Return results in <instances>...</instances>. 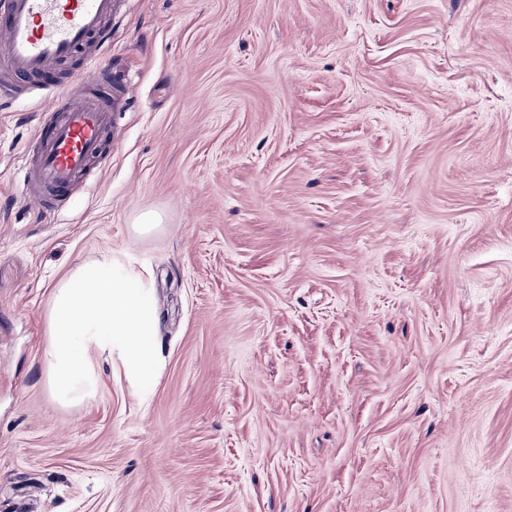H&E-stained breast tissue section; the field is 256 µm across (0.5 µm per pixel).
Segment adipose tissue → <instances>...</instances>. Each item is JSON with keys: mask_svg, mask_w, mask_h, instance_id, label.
Returning <instances> with one entry per match:
<instances>
[{"mask_svg": "<svg viewBox=\"0 0 512 512\" xmlns=\"http://www.w3.org/2000/svg\"><path fill=\"white\" fill-rule=\"evenodd\" d=\"M157 326L141 273L108 256L78 265L54 288L49 309L43 361L56 398L74 401L94 387L93 351L115 355L134 384H145Z\"/></svg>", "mask_w": 512, "mask_h": 512, "instance_id": "obj_1", "label": "adipose tissue"}]
</instances>
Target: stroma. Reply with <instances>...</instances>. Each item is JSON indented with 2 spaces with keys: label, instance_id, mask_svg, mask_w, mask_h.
Returning <instances> with one entry per match:
<instances>
[{
  "label": "stroma",
  "instance_id": "35a3bbf8",
  "mask_svg": "<svg viewBox=\"0 0 512 512\" xmlns=\"http://www.w3.org/2000/svg\"><path fill=\"white\" fill-rule=\"evenodd\" d=\"M102 63L65 212L0 103V512H512V0H120ZM105 256L159 369L62 402L52 290Z\"/></svg>",
  "mask_w": 512,
  "mask_h": 512
}]
</instances>
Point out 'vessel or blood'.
<instances>
[{
    "label": "vessel or blood",
    "instance_id": "obj_1",
    "mask_svg": "<svg viewBox=\"0 0 512 512\" xmlns=\"http://www.w3.org/2000/svg\"><path fill=\"white\" fill-rule=\"evenodd\" d=\"M115 0H6L0 7V100L50 104L35 130V165L23 187L46 212L67 210L74 190L106 158L113 101L122 94L101 64Z\"/></svg>",
    "mask_w": 512,
    "mask_h": 512
}]
</instances>
